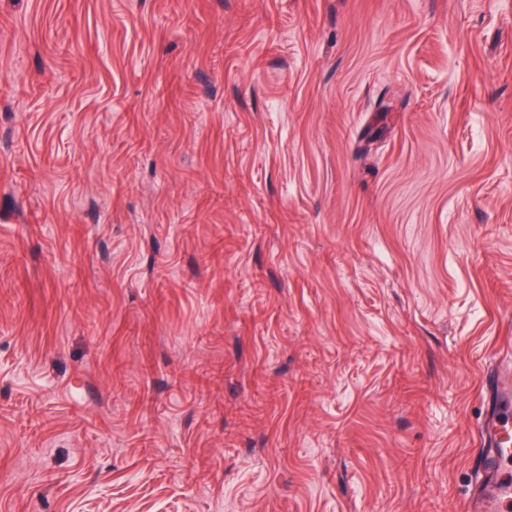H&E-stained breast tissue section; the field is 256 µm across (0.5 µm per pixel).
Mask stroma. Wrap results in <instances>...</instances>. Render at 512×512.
I'll use <instances>...</instances> for the list:
<instances>
[{
  "label": "stroma",
  "instance_id": "obj_1",
  "mask_svg": "<svg viewBox=\"0 0 512 512\" xmlns=\"http://www.w3.org/2000/svg\"><path fill=\"white\" fill-rule=\"evenodd\" d=\"M512 363V0H0V512H464Z\"/></svg>",
  "mask_w": 512,
  "mask_h": 512
}]
</instances>
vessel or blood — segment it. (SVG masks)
<instances>
[{
    "mask_svg": "<svg viewBox=\"0 0 512 512\" xmlns=\"http://www.w3.org/2000/svg\"><path fill=\"white\" fill-rule=\"evenodd\" d=\"M485 381L489 406L479 445L486 479L472 491L466 512H512V377L489 374Z\"/></svg>",
    "mask_w": 512,
    "mask_h": 512,
    "instance_id": "obj_1",
    "label": "vessel or blood"
}]
</instances>
